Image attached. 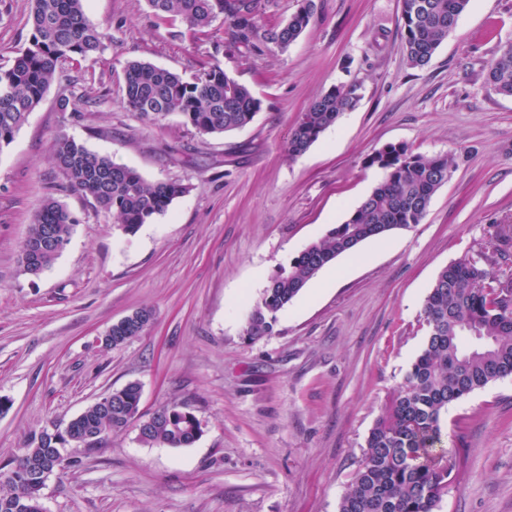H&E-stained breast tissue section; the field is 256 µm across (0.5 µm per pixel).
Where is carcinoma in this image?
<instances>
[{
    "label": "carcinoma",
    "instance_id": "1",
    "mask_svg": "<svg viewBox=\"0 0 512 512\" xmlns=\"http://www.w3.org/2000/svg\"><path fill=\"white\" fill-rule=\"evenodd\" d=\"M160 20L180 21L204 33L220 14L230 19L229 47L255 51L258 42L286 50L310 25L314 0H303L288 21L263 28L256 0H147ZM470 0H401L402 48L408 64L427 66L468 9ZM28 45L7 69L0 68V147L16 132L43 99L60 63L93 59L104 48L106 34L85 14L83 0H30ZM484 83L512 96V43L501 46L484 73ZM127 107L154 121L176 114L202 135H223L248 125L261 100L212 65L192 81L141 61L129 62L123 74ZM361 100L360 85L340 82L315 99L297 117L288 141V155L306 152L336 124L340 115ZM52 159L68 186L92 199L126 235L167 212L172 202L190 191L180 181L148 183L135 169L87 149L65 134L56 136ZM367 164L382 171L371 193L350 217L309 244L271 275L261 298L245 315L251 339L273 331L277 313L288 305L326 265L362 243L392 230L410 228L424 218L436 192L456 169V154L412 153L390 143L374 151ZM75 218L52 197L44 198L20 247L21 272L44 270L66 247ZM51 232L55 247L27 253ZM427 335L421 352L399 389L377 419L366 451L338 512H436L448 492L453 463L443 444L442 421L448 405L498 380L512 377V281L504 285L486 268L461 257L442 268L423 306ZM140 394L130 383L112 399L93 404L53 442L43 436L29 440L26 452L5 465L0 481V512H44L35 484L40 470L55 461L61 445L92 448L125 430L139 416ZM202 428L184 406H165L154 413L140 442L148 446L185 448Z\"/></svg>",
    "mask_w": 512,
    "mask_h": 512
}]
</instances>
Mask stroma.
I'll list each match as a JSON object with an SVG mask.
<instances>
[{"label": "stroma", "mask_w": 512, "mask_h": 512, "mask_svg": "<svg viewBox=\"0 0 512 512\" xmlns=\"http://www.w3.org/2000/svg\"><path fill=\"white\" fill-rule=\"evenodd\" d=\"M287 51L227 52L226 17L208 35L157 20L146 0H85L109 35L96 61L64 62L57 80L0 148V466L32 435L65 426L128 383L140 413L187 406L203 424L187 448L149 447L135 428L97 446L65 447L42 491L45 512H337L366 439L425 337L424 299L438 272L466 256L512 276V249L491 256L512 225V96L483 74L512 42V0H471L431 63L401 51V0H315ZM29 0H0V67L26 46ZM192 80L220 64L261 109L246 127L201 135L179 116L155 122L122 95L128 62ZM362 98L307 152L286 145L300 112L339 82ZM78 111H62L71 93ZM60 133L189 193L132 236L70 191L51 159ZM388 143L458 165L420 222L363 243L324 267L252 340L244 313L277 266L344 222L380 172ZM53 195L75 217L70 242L39 275L20 246ZM148 328L110 347L108 328L135 312ZM455 467L440 512H512V378L449 406Z\"/></svg>", "instance_id": "obj_1"}]
</instances>
